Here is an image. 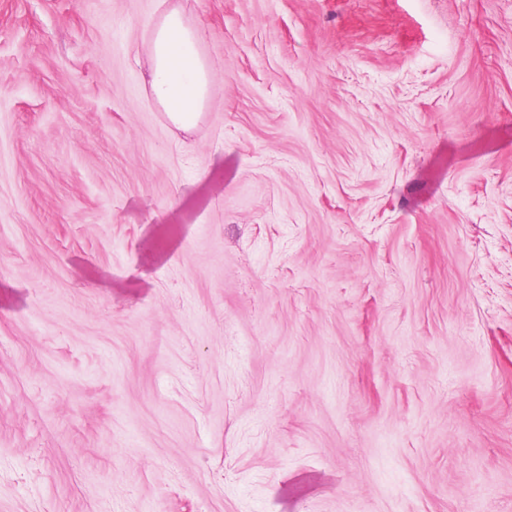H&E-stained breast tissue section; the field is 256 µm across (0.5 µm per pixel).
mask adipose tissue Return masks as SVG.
<instances>
[{"mask_svg": "<svg viewBox=\"0 0 512 512\" xmlns=\"http://www.w3.org/2000/svg\"><path fill=\"white\" fill-rule=\"evenodd\" d=\"M200 39L199 28L188 25L174 8L154 26L145 48L151 95L169 121L186 132L204 112L217 76L199 50Z\"/></svg>", "mask_w": 512, "mask_h": 512, "instance_id": "1", "label": "adipose tissue"}]
</instances>
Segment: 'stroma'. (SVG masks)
Masks as SVG:
<instances>
[{
  "instance_id": "1",
  "label": "stroma",
  "mask_w": 512,
  "mask_h": 512,
  "mask_svg": "<svg viewBox=\"0 0 512 512\" xmlns=\"http://www.w3.org/2000/svg\"><path fill=\"white\" fill-rule=\"evenodd\" d=\"M0 512H512V0H0ZM200 39V29L172 8L154 26L145 48L151 95L169 121L185 132L197 125L217 76L199 50Z\"/></svg>"
}]
</instances>
